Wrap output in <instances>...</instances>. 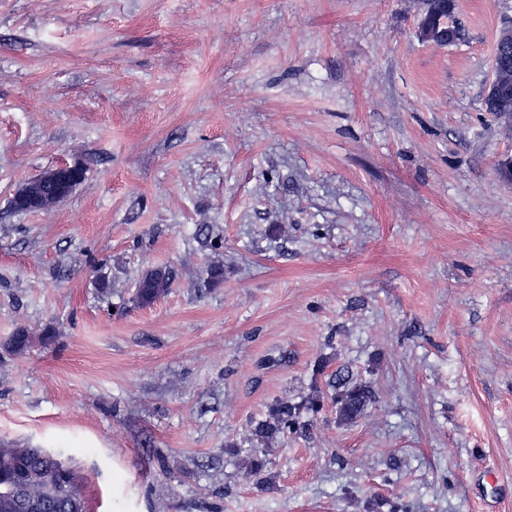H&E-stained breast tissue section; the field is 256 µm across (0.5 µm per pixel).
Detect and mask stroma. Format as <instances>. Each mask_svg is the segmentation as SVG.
Here are the masks:
<instances>
[{
  "label": "stroma",
  "mask_w": 512,
  "mask_h": 512,
  "mask_svg": "<svg viewBox=\"0 0 512 512\" xmlns=\"http://www.w3.org/2000/svg\"><path fill=\"white\" fill-rule=\"evenodd\" d=\"M425 8L0 0V443L92 512H512V114L481 109L512 0H457L449 46ZM339 367L374 403L247 477L229 444ZM85 167L80 162H63L45 170L36 178L22 184L14 193L13 205L22 212L34 213L47 209L36 185H48L61 196L69 197L84 181ZM33 182V183H30ZM173 273L167 269L148 271L138 284L136 296L140 304L149 305L170 288Z\"/></svg>",
  "instance_id": "stroma-1"
}]
</instances>
